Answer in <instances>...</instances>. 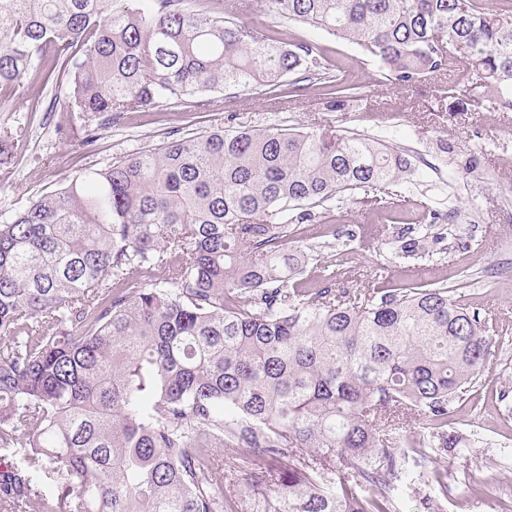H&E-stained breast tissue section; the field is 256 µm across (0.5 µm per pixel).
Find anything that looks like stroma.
Segmentation results:
<instances>
[{"label": "stroma", "instance_id": "35a3bbf8", "mask_svg": "<svg viewBox=\"0 0 512 512\" xmlns=\"http://www.w3.org/2000/svg\"><path fill=\"white\" fill-rule=\"evenodd\" d=\"M212 7L284 30L291 39L323 48L332 61L352 65L354 79L367 91L365 100L333 110L314 90L286 101L250 92L228 110L223 94L208 93L198 107L172 100L150 112L129 113L121 124L99 129L97 141L86 146L77 113L48 109L64 89H5L0 127L21 125L27 133L0 154V221L68 183L86 164L159 144L174 130L335 126L393 143L417 163L410 201L396 208L395 218L381 217L354 198L337 204L334 221L301 225L293 243L308 248L319 264L343 261L350 269L343 281L348 288L402 285L422 268L423 281L466 296L499 333L502 341L469 399L456 403L448 420L449 429L467 435L469 447L423 467L408 461L409 478L391 497L395 512H423L420 503L427 496L439 512H512V414L502 412L503 402L512 403V112L473 111L457 98L443 97L445 83L437 78L409 87L383 84L376 64L363 63L356 46L321 30L283 24L269 14L266 0H213ZM423 205L447 214L456 235L440 238V225H433L428 257H401V237L408 225L422 224ZM459 237L470 240V249L457 247Z\"/></svg>", "mask_w": 512, "mask_h": 512}]
</instances>
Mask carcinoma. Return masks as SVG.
Returning a JSON list of instances; mask_svg holds the SVG:
<instances>
[{
    "mask_svg": "<svg viewBox=\"0 0 512 512\" xmlns=\"http://www.w3.org/2000/svg\"><path fill=\"white\" fill-rule=\"evenodd\" d=\"M192 0H0V90L68 79L67 111L118 123L171 99L263 89L330 105L361 86L316 45ZM283 23L355 44L393 85L449 73L512 112V4L268 0ZM295 79L286 83L289 76ZM415 164L344 129L172 137L80 169L0 222V504L42 512H236L213 451L279 461L261 512H391L415 417L443 457L496 337L431 283L338 288L289 245L355 193L395 203ZM54 480L50 499L44 484Z\"/></svg>",
    "mask_w": 512,
    "mask_h": 512,
    "instance_id": "1",
    "label": "carcinoma"
}]
</instances>
